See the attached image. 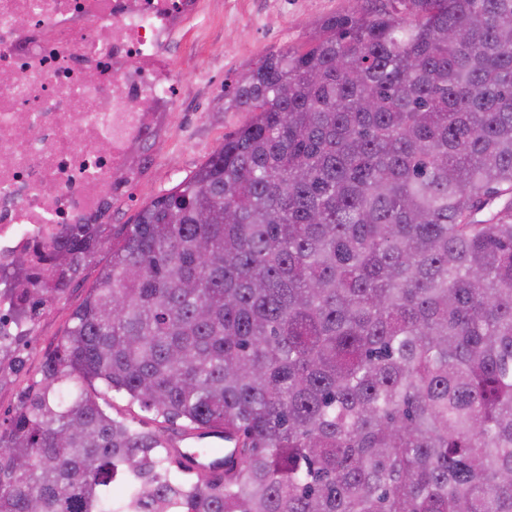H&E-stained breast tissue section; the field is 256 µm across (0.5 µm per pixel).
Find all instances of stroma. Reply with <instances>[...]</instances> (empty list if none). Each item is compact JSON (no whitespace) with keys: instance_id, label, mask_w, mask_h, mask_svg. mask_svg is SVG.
Here are the masks:
<instances>
[{"instance_id":"stroma-1","label":"stroma","mask_w":512,"mask_h":512,"mask_svg":"<svg viewBox=\"0 0 512 512\" xmlns=\"http://www.w3.org/2000/svg\"><path fill=\"white\" fill-rule=\"evenodd\" d=\"M363 0H205L203 18L188 25L172 61L181 92L157 115L158 132L135 164L125 191L112 195L110 229L132 223L154 198L204 163L249 118L227 87L264 55L302 47L322 20L361 8ZM109 244L86 256L73 283L40 307L13 351L0 352V421L34 386L38 370L109 262Z\"/></svg>"}]
</instances>
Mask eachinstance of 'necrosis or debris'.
<instances>
[{
  "label": "necrosis or debris",
  "mask_w": 512,
  "mask_h": 512,
  "mask_svg": "<svg viewBox=\"0 0 512 512\" xmlns=\"http://www.w3.org/2000/svg\"><path fill=\"white\" fill-rule=\"evenodd\" d=\"M198 0H0V267L98 224L178 80L167 47ZM29 128L19 137V124Z\"/></svg>",
  "instance_id": "4bbe7bcc"
}]
</instances>
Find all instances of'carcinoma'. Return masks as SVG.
Wrapping results in <instances>:
<instances>
[{
  "instance_id": "cac0c4a2",
  "label": "carcinoma",
  "mask_w": 512,
  "mask_h": 512,
  "mask_svg": "<svg viewBox=\"0 0 512 512\" xmlns=\"http://www.w3.org/2000/svg\"><path fill=\"white\" fill-rule=\"evenodd\" d=\"M232 100L0 427V512H512V0H375ZM102 242L1 267L15 325ZM100 392L224 430L232 467ZM111 411L113 416L124 417L132 421L135 425L145 429H154L160 426L150 420L152 417L150 413L144 411L137 405L129 406L125 400L119 398L112 397ZM162 426L164 427L162 429L164 435L171 438L177 448H184L181 449L184 460H186L193 467L216 468L220 470L222 469L224 460H227L231 454L226 450V448H231L229 445V440L224 439L222 435L210 436L224 441V447L226 448H223L224 453L222 455H201L197 448H221L222 443L212 444L214 441L212 438L199 439L195 435L184 434L179 426V422L177 425L163 424Z\"/></svg>"
}]
</instances>
